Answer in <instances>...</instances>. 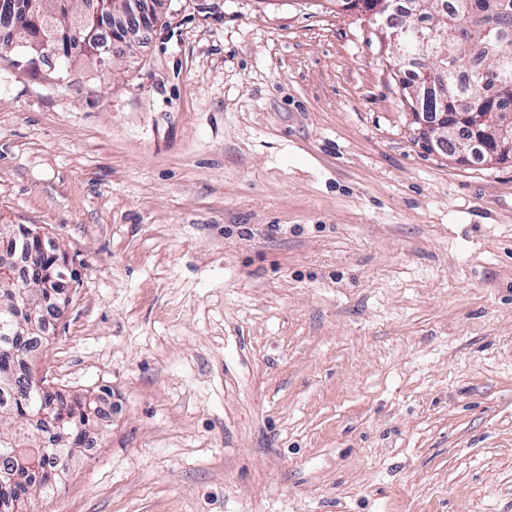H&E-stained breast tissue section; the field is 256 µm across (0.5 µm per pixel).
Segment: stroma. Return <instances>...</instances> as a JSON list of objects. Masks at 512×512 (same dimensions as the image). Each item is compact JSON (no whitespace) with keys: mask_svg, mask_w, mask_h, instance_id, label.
<instances>
[{"mask_svg":"<svg viewBox=\"0 0 512 512\" xmlns=\"http://www.w3.org/2000/svg\"><path fill=\"white\" fill-rule=\"evenodd\" d=\"M403 68L332 0L0 64V224L78 273L30 368L112 405L29 512H512V162L428 150Z\"/></svg>","mask_w":512,"mask_h":512,"instance_id":"obj_1","label":"stroma"}]
</instances>
